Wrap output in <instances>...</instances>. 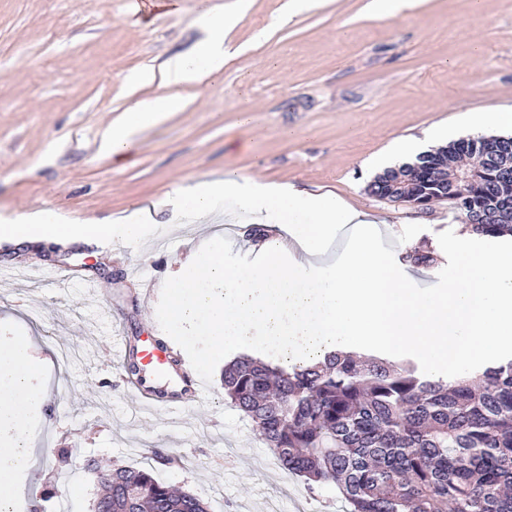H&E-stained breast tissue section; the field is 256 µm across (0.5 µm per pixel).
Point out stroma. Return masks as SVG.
<instances>
[{
  "label": "stroma",
  "mask_w": 512,
  "mask_h": 512,
  "mask_svg": "<svg viewBox=\"0 0 512 512\" xmlns=\"http://www.w3.org/2000/svg\"><path fill=\"white\" fill-rule=\"evenodd\" d=\"M370 0H245L231 31L244 52L218 79L195 86L144 84L138 77L192 49L206 32L199 0L141 13L135 0H0V219L45 211L66 224H110L152 212L144 238L54 243L0 239V336H23L44 361L37 386L64 390L61 407L27 429L40 500L21 512H91L92 462L153 468L209 512H346L335 486L310 491L282 470L250 422L224 399L222 363L205 369L210 393L182 415L142 414L117 365L118 336L170 337L167 285L209 233L224 237V259L254 265L264 236L232 199L198 230L165 207L182 186L258 177L330 193L376 217L378 250L412 288L448 284L454 258L449 205L431 210L371 197L373 161L397 137L436 128L470 136L469 118L512 111V0H413L392 18L368 15ZM180 96L184 104L143 132L113 162L102 134L134 98ZM168 237L161 252L152 244ZM431 248L438 266L411 268L407 252ZM59 268L64 288H20L8 270ZM106 288L92 302L85 281ZM68 449L59 464V449ZM177 464L155 463L154 452Z\"/></svg>",
  "instance_id": "obj_1"
}]
</instances>
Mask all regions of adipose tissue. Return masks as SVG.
Instances as JSON below:
<instances>
[{"label": "adipose tissue", "instance_id": "adipose-tissue-1", "mask_svg": "<svg viewBox=\"0 0 512 512\" xmlns=\"http://www.w3.org/2000/svg\"><path fill=\"white\" fill-rule=\"evenodd\" d=\"M239 20L236 10L203 12L206 38L191 53L169 60L161 75L144 73V81L198 84L220 76L240 53L225 39ZM180 106L174 96L133 101L105 131L104 152L115 159L128 155L141 131ZM227 195L257 218L287 201L308 221L281 225L280 237L261 245L262 261L255 267L226 265L224 240L214 237L167 288L174 334L202 343L193 357L198 367H207L229 345L259 354L273 350L291 364L328 349L359 352L372 344L389 358H417L434 375L446 366L470 367L485 355L512 351V253L476 250L470 230L459 229L454 240L458 265L449 272L447 287L418 291L375 249L376 220L331 195H305L253 179L213 180L178 193L176 204L200 220ZM342 230L349 239L345 255L336 266L322 268L327 246ZM144 232L138 222L61 224L50 213L0 224V238L11 240L105 236L135 241ZM40 373L23 337L0 336V512H9L27 471L25 430L43 404L35 385Z\"/></svg>", "mask_w": 512, "mask_h": 512}]
</instances>
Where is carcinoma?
<instances>
[{
  "mask_svg": "<svg viewBox=\"0 0 512 512\" xmlns=\"http://www.w3.org/2000/svg\"><path fill=\"white\" fill-rule=\"evenodd\" d=\"M448 168L469 158L446 147ZM488 216L469 228L512 240L496 219L512 179L484 176L469 188ZM438 262L432 249L409 254ZM224 399L313 490L333 484L350 512H512V357L453 380L412 362L330 351L289 368L242 354L224 364ZM93 512H207L198 497L143 467L98 470Z\"/></svg>",
  "mask_w": 512,
  "mask_h": 512,
  "instance_id": "obj_1",
  "label": "carcinoma"
}]
</instances>
